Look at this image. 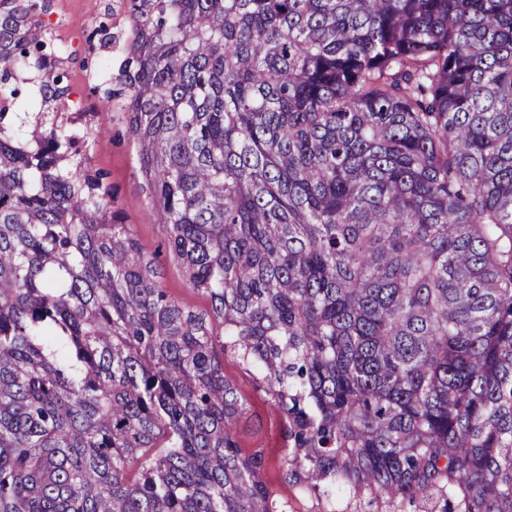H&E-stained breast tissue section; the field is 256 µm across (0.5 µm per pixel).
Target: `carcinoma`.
<instances>
[{
    "mask_svg": "<svg viewBox=\"0 0 512 512\" xmlns=\"http://www.w3.org/2000/svg\"><path fill=\"white\" fill-rule=\"evenodd\" d=\"M45 8L0 0V512H288L228 357L319 512H512V0H130L115 82L202 309L47 111ZM224 373L251 402V419L246 424L241 423L238 430L242 449L245 452L262 451L265 478L279 501L288 502L297 511L317 510L319 506L314 497L298 495L285 479L281 466L284 455L283 429L274 407L263 393L257 391L252 376L243 372L232 359L224 360Z\"/></svg>",
    "mask_w": 512,
    "mask_h": 512,
    "instance_id": "obj_1",
    "label": "carcinoma"
}]
</instances>
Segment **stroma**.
<instances>
[{
    "label": "stroma",
    "mask_w": 512,
    "mask_h": 512,
    "mask_svg": "<svg viewBox=\"0 0 512 512\" xmlns=\"http://www.w3.org/2000/svg\"><path fill=\"white\" fill-rule=\"evenodd\" d=\"M46 4L49 38L64 59L65 82L70 88L65 108L86 113L97 132L92 164L106 173L116 207L133 224L146 250L164 252L165 229L143 183L137 146L120 110L101 109L108 84L99 80V69L104 66L117 72L125 56L128 24L121 0H46ZM100 20L108 26V39L94 32ZM224 371L251 403V418L238 430L243 450L262 451L265 478L279 501L295 512H316V499L298 495L285 478L283 429L276 410L235 361L225 360Z\"/></svg>",
    "instance_id": "1"
}]
</instances>
